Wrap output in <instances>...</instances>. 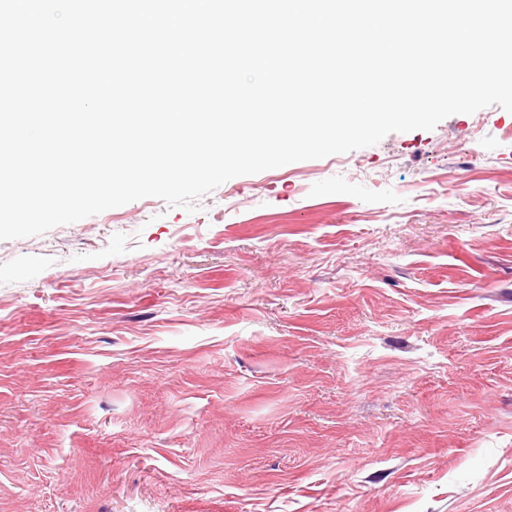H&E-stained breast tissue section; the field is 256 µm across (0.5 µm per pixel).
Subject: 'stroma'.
I'll use <instances>...</instances> for the list:
<instances>
[{
	"label": "stroma",
	"instance_id": "obj_1",
	"mask_svg": "<svg viewBox=\"0 0 512 512\" xmlns=\"http://www.w3.org/2000/svg\"><path fill=\"white\" fill-rule=\"evenodd\" d=\"M0 241V512H512V113Z\"/></svg>",
	"mask_w": 512,
	"mask_h": 512
}]
</instances>
